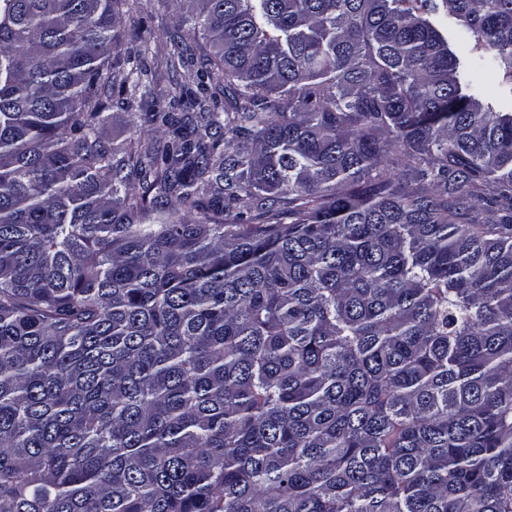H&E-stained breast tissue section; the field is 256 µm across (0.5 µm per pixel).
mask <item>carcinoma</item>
<instances>
[{"mask_svg":"<svg viewBox=\"0 0 512 512\" xmlns=\"http://www.w3.org/2000/svg\"><path fill=\"white\" fill-rule=\"evenodd\" d=\"M129 2L0 0V512H512V0H186L180 116ZM485 100L491 103L497 111L510 112L509 101L504 98L503 92L498 87L492 75L484 71L482 75ZM108 119L102 129L103 135L106 139L115 145H121L130 138H137L140 135L141 126L138 118V112L129 111L112 99L108 102V108L105 111Z\"/></svg>","mask_w":512,"mask_h":512,"instance_id":"cac0c4a2","label":"carcinoma"}]
</instances>
